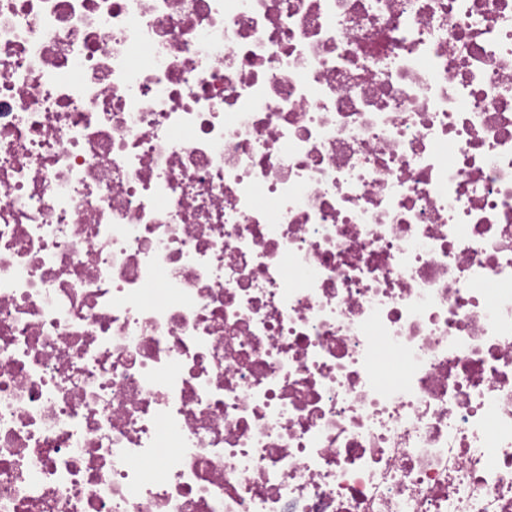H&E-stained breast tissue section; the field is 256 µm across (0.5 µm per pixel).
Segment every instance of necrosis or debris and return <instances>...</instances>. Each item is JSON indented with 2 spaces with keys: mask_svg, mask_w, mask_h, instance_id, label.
<instances>
[{
  "mask_svg": "<svg viewBox=\"0 0 512 512\" xmlns=\"http://www.w3.org/2000/svg\"><path fill=\"white\" fill-rule=\"evenodd\" d=\"M0 512H512V0H0Z\"/></svg>",
  "mask_w": 512,
  "mask_h": 512,
  "instance_id": "1",
  "label": "necrosis or debris"
}]
</instances>
